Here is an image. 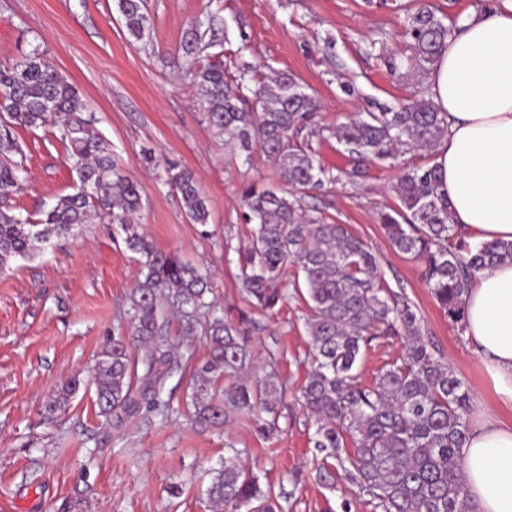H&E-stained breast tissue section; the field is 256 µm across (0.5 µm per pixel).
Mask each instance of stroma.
<instances>
[{
    "instance_id": "stroma-1",
    "label": "stroma",
    "mask_w": 512,
    "mask_h": 512,
    "mask_svg": "<svg viewBox=\"0 0 512 512\" xmlns=\"http://www.w3.org/2000/svg\"><path fill=\"white\" fill-rule=\"evenodd\" d=\"M146 9L149 34L137 41L117 0H0V64L37 45L76 85L122 173L140 184L138 222L154 246L210 271L217 315L233 321L249 312L250 378L283 386L279 430L262 435L247 414L221 428L187 420L192 386L175 377L167 384L168 415L144 413L119 426L99 416L91 370L106 337L129 331L139 265L119 226L98 221L0 273V512H209L202 495L209 471L231 447L241 449L240 465L261 487L278 495L282 512H374L347 481L329 489L316 478L315 422L299 400L309 370L304 298L257 310L238 279L236 251L252 234L240 186L280 188L284 181L260 150L248 157L225 150L204 119L192 65L176 48L189 24L216 16L205 60L223 61L232 72L247 65L263 77L294 74L321 102L319 125L333 126L373 103L410 98L411 87L382 62L407 40L404 16L365 0H146ZM16 136L27 173L14 204L34 216L75 191V174L50 133L21 128ZM171 163L198 181L207 226L188 221L166 182ZM399 175V167L368 162L359 176L311 192L303 207L347 225L376 255L390 288L413 302L427 335L469 388L474 422L477 409L497 404L492 382L433 299L420 264L395 251L379 222V212L396 203ZM76 374L85 385L65 413L45 421V405Z\"/></svg>"
}]
</instances>
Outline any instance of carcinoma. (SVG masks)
<instances>
[{
    "mask_svg": "<svg viewBox=\"0 0 512 512\" xmlns=\"http://www.w3.org/2000/svg\"><path fill=\"white\" fill-rule=\"evenodd\" d=\"M117 5L129 34L143 39L150 27L145 0H117ZM404 14L411 42L384 63L417 82L414 100L398 108L383 105L329 133L357 166L425 153V161L404 167L395 187L398 204L382 212L380 220L392 246L422 264L433 298L463 328L464 288L479 271L512 262V242L473 245L450 224L434 163L436 146L448 133L447 113L438 110L421 79L447 49L456 20L438 14L430 0H411ZM213 29L212 18L192 22L178 52L196 64L190 75L206 122L224 136V145L247 157L259 148L288 185L286 190L242 185L243 219L254 229L249 245L237 251V265L250 302L264 310L285 299L282 273L288 263L302 273L304 283L292 286L297 293L306 285L309 299L310 370L301 399L316 423L313 447L323 454L317 479L327 488L347 480L369 497L376 512H473L461 455L469 432L470 392L425 338L414 305L381 280L369 247L346 225L308 217L303 209L309 191L335 180L320 165L306 134L320 101L292 74L256 81L248 68L232 76L221 61L200 62L212 45ZM19 128L43 129L60 141L79 182L76 192L57 198L37 220L14 213L26 172ZM167 174L189 222L208 224V201L193 175L174 167ZM142 208L138 181L122 174L77 87L43 51L35 46L19 61L0 65V272L11 259L32 258L94 218L119 225L127 249L139 255L131 336L105 343L92 370L99 415L120 424L144 411L171 410L162 394L179 363L166 335L161 306L166 298L180 313L184 334L199 329L207 338L208 359L192 375L195 423L221 427L233 415L259 408L271 415L262 430H276L275 405L283 388L271 380L255 387L243 378L250 363L249 316L242 312L235 321L210 316L209 272L157 250L136 222ZM389 339L400 341L402 352L364 384L358 373L364 349ZM226 378L231 385L216 393V383ZM80 384L72 378L47 403L44 419L52 421L64 411ZM239 453L228 449L224 465L214 470L207 489L211 512H281L277 496L240 466Z\"/></svg>",
    "mask_w": 512,
    "mask_h": 512,
    "instance_id": "cac0c4a2",
    "label": "carcinoma"
}]
</instances>
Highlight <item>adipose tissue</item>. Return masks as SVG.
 <instances>
[{
    "label": "adipose tissue",
    "mask_w": 512,
    "mask_h": 512,
    "mask_svg": "<svg viewBox=\"0 0 512 512\" xmlns=\"http://www.w3.org/2000/svg\"><path fill=\"white\" fill-rule=\"evenodd\" d=\"M429 77L448 115L435 162L451 222L470 242L512 241V0L472 8L457 20ZM465 334L512 406V264L478 272L464 293ZM463 472L475 512H512V423L480 408L464 448Z\"/></svg>",
    "instance_id": "obj_1"
}]
</instances>
